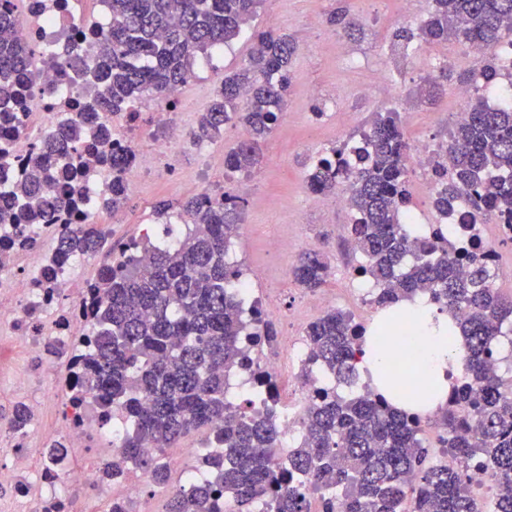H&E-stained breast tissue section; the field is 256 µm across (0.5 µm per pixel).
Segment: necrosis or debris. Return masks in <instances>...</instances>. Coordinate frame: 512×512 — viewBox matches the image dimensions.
Here are the masks:
<instances>
[{
    "label": "necrosis or debris",
    "instance_id": "necrosis-or-debris-1",
    "mask_svg": "<svg viewBox=\"0 0 512 512\" xmlns=\"http://www.w3.org/2000/svg\"><path fill=\"white\" fill-rule=\"evenodd\" d=\"M82 0H0V14L23 16L24 36L38 54L33 66L21 77L19 103L8 120L0 119V144L10 147L7 164L0 166V192L19 195L28 159L38 152L44 139L59 127L74 120L90 103L89 82L93 60L88 53L97 33L107 27V0H95L96 11L82 14ZM184 86L165 95L163 109L142 103L138 113L120 111L110 116L104 138L89 136L86 143L69 155H48L44 166L55 172L74 167L76 173L55 184V194L79 197L72 211L54 210L40 224L0 225V339L20 337L23 354L40 360L39 374L25 367L10 370L0 366L13 387L12 405L23 407L32 421H39L45 399L42 385L56 393V421L51 433L33 437L31 430L18 431L0 417V483L11 487L9 497L0 498V512H75L70 498L59 486L68 482L81 486L89 502L87 512L115 502L134 505V512H153L143 495L144 478L136 474L121 482L101 479L98 471L84 459L92 442L115 446L124 426L120 409H113L109 425H101L89 408L91 399L74 401L71 384L82 369L90 346V322L97 291L95 279L80 275L72 261L61 260L58 239L94 223L96 213L112 197V170L99 161L102 148L122 147L131 157L123 177L128 193H136L148 176L177 175V158L184 146L183 114L180 105ZM151 147L142 150L141 138ZM408 165L422 174L427 194H434L447 166L443 151L425 141L415 142ZM471 207L459 200L448 214L437 215L434 223L414 225L418 239L426 240L441 232H452L459 246L481 244L486 262L499 267L500 255L486 232L485 225L470 221ZM334 299L326 293L303 298L301 309L289 311L269 298L259 307L266 320L287 319L289 331L275 338L276 353L251 354L250 366L236 371L229 379L228 401L239 403L254 384V369L270 376L274 387L258 401L261 410L272 411L288 445L302 438V416L317 388L325 382L322 374L305 378L300 370L306 358L302 336L296 332L302 308L324 311ZM54 341L62 347L60 357L47 358L45 345ZM64 442L69 465L59 470L47 461L49 443Z\"/></svg>",
    "mask_w": 512,
    "mask_h": 512
}]
</instances>
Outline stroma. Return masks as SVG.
<instances>
[{"mask_svg":"<svg viewBox=\"0 0 512 512\" xmlns=\"http://www.w3.org/2000/svg\"><path fill=\"white\" fill-rule=\"evenodd\" d=\"M407 24L397 19L398 0H263L252 28L281 30L295 44L291 64V88L285 114L276 130L261 144L260 167L266 176L261 181L248 175H230L224 157L237 145L234 126L206 146L186 140L179 157L180 179L162 182L143 181L138 194L117 212L99 216L100 226L112 240H126L141 234L151 224L156 236H163L164 218L156 207L165 202L172 207L192 197V181L200 170L209 173V184L217 191L239 194L244 202V221L233 241L232 254L238 264L253 268L258 277L253 283L256 295L277 290L284 307L295 306L304 290L290 270L302 253V243L314 241L317 250L326 252L335 265L324 291L335 293L337 309L354 312L352 297L346 295V278L357 259L348 244L351 214L336 207L335 195L314 194L306 187V175L317 153L333 148L337 122H346L349 137L370 129L378 112L390 109L400 115L407 142L426 140L444 146L453 126L456 104L453 88L472 83L475 66L456 43L448 45L449 80L430 85L438 71L420 57H410L408 65L393 70L388 52L400 28L418 30L431 8L432 0H411ZM356 18L357 27L348 28L342 20ZM251 43L240 36L222 49L213 51L212 64L196 63L189 78L184 109V129L192 131L200 112L213 99L224 73L235 70L247 57ZM380 70L385 79L376 97L359 93L363 69ZM320 87L325 95L320 117L311 114L310 87ZM278 225L288 249L281 255L270 253L261 234L265 225Z\"/></svg>","mask_w":512,"mask_h":512,"instance_id":"stroma-1","label":"stroma"}]
</instances>
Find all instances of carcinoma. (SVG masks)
Returning <instances> with one entry per match:
<instances>
[{"mask_svg":"<svg viewBox=\"0 0 512 512\" xmlns=\"http://www.w3.org/2000/svg\"><path fill=\"white\" fill-rule=\"evenodd\" d=\"M112 19L96 51L90 113L64 128L60 148L81 144L86 125L169 87L186 82L197 58L238 38L261 0H111ZM512 33V0H433L419 35L403 31L398 45L412 48L453 37L462 43L497 45ZM256 45L241 67L224 76L216 98L201 113L198 142L221 137L233 123L248 137L224 158L230 171L250 172L261 143L273 132L290 86L293 42L274 28L255 31ZM33 50L15 38L0 41V102L17 74L32 64ZM466 119L448 134L449 179L436 192L434 207L452 210L461 193L472 200L474 218L489 223L512 218V109L492 107L476 96ZM349 144L319 154L307 175L313 193L346 184L353 222L351 238L364 262L356 274L373 282L375 303L388 307L426 298L439 313H462L463 364L440 424L448 462L425 465L422 419L390 404L362 385L346 397L337 386L359 385L356 362L364 354V328L338 310L310 322L302 372L329 377L304 412L303 438L282 447L271 412L233 411L226 402V376L249 360L248 349L274 340L272 324L257 309L242 314L234 292L238 264L229 259L241 224L242 203L228 193L212 201L195 196L180 206L190 229L176 246L159 244L140 264L120 259L100 279L91 346L75 393L87 395L103 413L123 412L125 433L102 476L117 480L134 464L160 489L170 476L160 460L192 431L206 430L215 447L199 459L207 476L167 495L165 512H309L320 495L323 512H479L458 465L477 461L495 487L491 512H512V379L489 371L498 343L512 333V297L494 288L496 278L478 249H461L444 237L416 248L403 215L409 202L406 155L409 145L398 113L379 115L356 159ZM112 167V210L129 195L122 174L130 159L120 149L101 157ZM54 179L41 157L32 159L16 219L35 224L48 213ZM103 245L98 225L86 224L62 237L58 249L85 255ZM319 251L302 253L291 274L315 291L328 277Z\"/></svg>","mask_w":512,"mask_h":512,"instance_id":"obj_1","label":"carcinoma"}]
</instances>
